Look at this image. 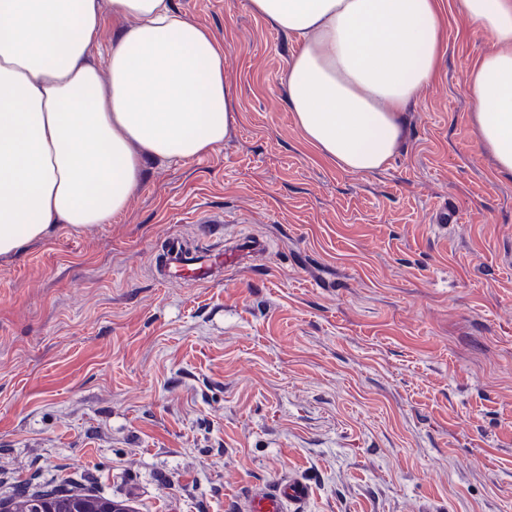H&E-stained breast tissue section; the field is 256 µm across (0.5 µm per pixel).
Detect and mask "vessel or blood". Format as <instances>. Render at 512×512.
Listing matches in <instances>:
<instances>
[{
  "label": "vessel or blood",
  "instance_id": "vessel-or-blood-1",
  "mask_svg": "<svg viewBox=\"0 0 512 512\" xmlns=\"http://www.w3.org/2000/svg\"><path fill=\"white\" fill-rule=\"evenodd\" d=\"M266 243L256 237H242L234 242L187 255L178 240H170L168 260L161 267L163 283L170 288H184L211 282L224 268L243 263L247 254L265 250ZM309 487L288 480L254 493L244 512H286L287 508L308 499Z\"/></svg>",
  "mask_w": 512,
  "mask_h": 512
}]
</instances>
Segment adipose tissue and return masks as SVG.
<instances>
[{
  "label": "adipose tissue",
  "instance_id": "1",
  "mask_svg": "<svg viewBox=\"0 0 512 512\" xmlns=\"http://www.w3.org/2000/svg\"><path fill=\"white\" fill-rule=\"evenodd\" d=\"M300 42L287 103L344 171L389 163L403 113L437 75L441 0H249ZM491 41L466 91L483 150L512 175V0H456ZM115 37L103 64L104 28ZM224 48L171 0H0V255L121 214L142 157L213 154L231 121Z\"/></svg>",
  "mask_w": 512,
  "mask_h": 512
}]
</instances>
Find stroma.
I'll return each mask as SVG.
<instances>
[{"label":"stroma","instance_id":"1","mask_svg":"<svg viewBox=\"0 0 512 512\" xmlns=\"http://www.w3.org/2000/svg\"><path fill=\"white\" fill-rule=\"evenodd\" d=\"M444 2L435 82L360 174L295 126L291 34L248 0H172L224 46L228 135L144 158L110 223L0 256V500L242 512L291 476L301 512H512V175L466 93L490 42ZM248 234L268 249L213 282L154 275L168 237Z\"/></svg>","mask_w":512,"mask_h":512}]
</instances>
